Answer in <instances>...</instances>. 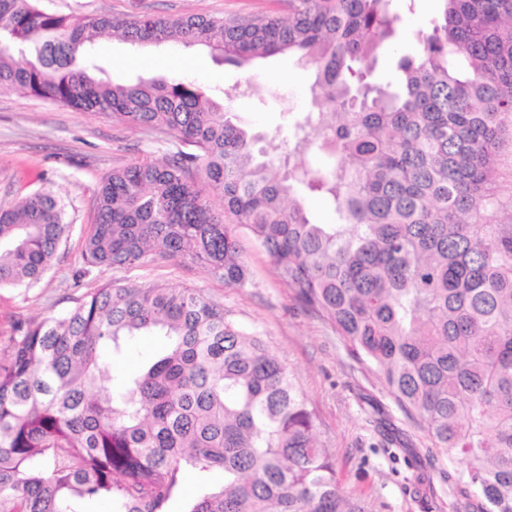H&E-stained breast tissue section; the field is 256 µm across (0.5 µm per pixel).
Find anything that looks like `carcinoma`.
Segmentation results:
<instances>
[{
    "mask_svg": "<svg viewBox=\"0 0 512 512\" xmlns=\"http://www.w3.org/2000/svg\"><path fill=\"white\" fill-rule=\"evenodd\" d=\"M247 16H63L0 0V94L21 91L176 138L112 171L83 266L153 255L231 287L250 271L239 237L328 322L396 406L448 452L451 512H512V224L499 223L512 149V0H442L399 85H374L396 32L393 0H281ZM205 46L246 68L288 54L314 71L311 109L276 158L188 79L120 85L95 42ZM336 213L317 224L300 190ZM66 204L36 190L0 208V288L36 284L68 234ZM169 341L120 377L109 354ZM315 418L262 337L192 288L104 284L27 325L0 365V512H164L186 472L188 512H364L336 480ZM220 470L215 489L210 475Z\"/></svg>",
    "mask_w": 512,
    "mask_h": 512,
    "instance_id": "1",
    "label": "carcinoma"
}]
</instances>
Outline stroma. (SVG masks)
Here are the masks:
<instances>
[{
	"instance_id": "obj_1",
	"label": "stroma",
	"mask_w": 512,
	"mask_h": 512,
	"mask_svg": "<svg viewBox=\"0 0 512 512\" xmlns=\"http://www.w3.org/2000/svg\"><path fill=\"white\" fill-rule=\"evenodd\" d=\"M63 15L106 14L129 20L146 14L187 13L221 17L273 7L274 0H43ZM401 21L372 75L387 82L397 76L399 56L416 54V35L432 28L439 0H395ZM96 56L103 80L131 84L151 77L197 81L213 98L249 82L248 92L234 97L230 109L237 122L256 135L257 149L275 156L290 112L306 111L310 71L294 57L279 55L255 60L242 69L214 60L199 47L172 42L162 47L133 46L112 34L101 36ZM174 139L147 129H134L95 112H76L31 95H0V208L40 189L67 205L70 226L56 258L41 280L29 288L0 290V361L6 359L11 336L19 327L58 316L94 288L151 286L195 288L223 305L229 318L255 330L286 366L296 387L313 410L315 434L336 467L342 492L362 502L365 512H448L444 500L422 499L415 476L426 472L436 490L448 456L434 447L426 431L398 409L385 384L353 360L331 326L306 311L279 278L270 258L242 240L251 276L242 287L225 286L203 267L179 260L147 259L122 268L92 270L81 281L85 234L95 217L96 191L113 169L161 158ZM167 349L162 336L137 337L114 359L118 374L147 367Z\"/></svg>"
}]
</instances>
